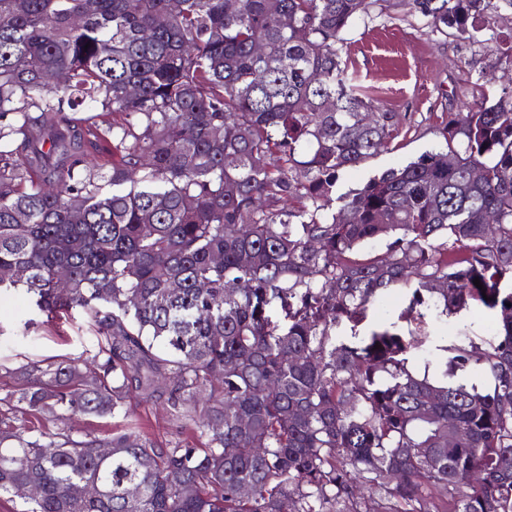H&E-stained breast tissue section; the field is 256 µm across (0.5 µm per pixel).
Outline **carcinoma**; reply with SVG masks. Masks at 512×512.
Instances as JSON below:
<instances>
[{"instance_id":"carcinoma-1","label":"carcinoma","mask_w":512,"mask_h":512,"mask_svg":"<svg viewBox=\"0 0 512 512\" xmlns=\"http://www.w3.org/2000/svg\"><path fill=\"white\" fill-rule=\"evenodd\" d=\"M413 2L470 38L493 6ZM24 3L0 0V294L80 308L99 339L87 359L0 364V496L35 480L28 512H512V94L338 195L397 135L341 66L373 0ZM400 285L410 323L432 300L495 315L489 347L442 348L447 374L475 366L491 389L411 372L412 331L331 341ZM134 397L197 441L142 432ZM76 414L119 423L76 434Z\"/></svg>"}]
</instances>
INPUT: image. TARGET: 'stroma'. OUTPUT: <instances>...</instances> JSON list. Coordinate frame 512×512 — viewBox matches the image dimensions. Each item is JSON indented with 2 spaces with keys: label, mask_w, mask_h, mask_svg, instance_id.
I'll return each instance as SVG.
<instances>
[{
  "label": "stroma",
  "mask_w": 512,
  "mask_h": 512,
  "mask_svg": "<svg viewBox=\"0 0 512 512\" xmlns=\"http://www.w3.org/2000/svg\"><path fill=\"white\" fill-rule=\"evenodd\" d=\"M481 25L494 35L492 44L431 30L414 9L412 0H377L368 16L346 33L342 63L360 93L395 112L399 136L391 148L340 175L338 192L364 185L384 170L417 159L443 146V129L452 112L468 111L481 94L496 98L512 88V6L499 0L496 9L483 11ZM407 304L404 287H394L380 306L370 308L357 327L342 324L333 339L349 342L366 335L379 323L394 324L408 334L412 326L401 319ZM494 317L471 308L453 315L430 307L420 328L421 345L409 366L416 373L442 378V348L456 341L459 332L479 346L492 341ZM29 334H22V327ZM97 348L95 327L79 308L47 319L20 292L0 295V361L16 367L26 359L76 358ZM144 429L163 441H189L193 432L178 427L169 417L165 402L136 407Z\"/></svg>",
  "instance_id": "stroma-1"
}]
</instances>
